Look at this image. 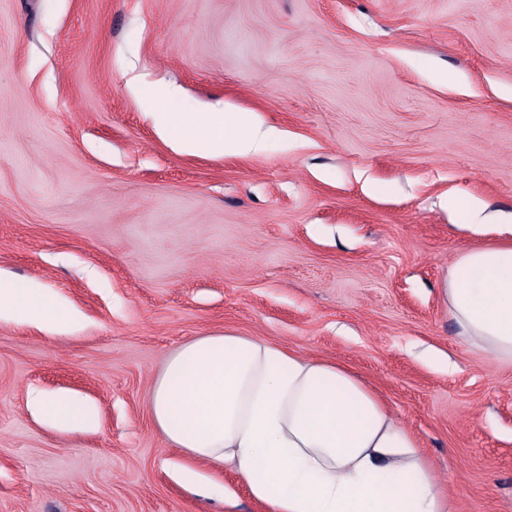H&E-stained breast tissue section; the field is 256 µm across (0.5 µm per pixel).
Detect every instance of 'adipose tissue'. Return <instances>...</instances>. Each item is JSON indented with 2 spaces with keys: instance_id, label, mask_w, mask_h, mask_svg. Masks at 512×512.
<instances>
[{
  "instance_id": "adipose-tissue-1",
  "label": "adipose tissue",
  "mask_w": 512,
  "mask_h": 512,
  "mask_svg": "<svg viewBox=\"0 0 512 512\" xmlns=\"http://www.w3.org/2000/svg\"><path fill=\"white\" fill-rule=\"evenodd\" d=\"M178 98V89H166L165 109L153 119L181 151H263L264 136L238 133L240 114L180 112ZM471 230L492 241L449 267L448 313L463 336L512 358V225ZM0 322L67 330L78 317L37 281L0 273ZM28 404L54 428L98 424L95 405L67 393L35 389ZM148 409L162 438L187 457L232 462L268 512H448L415 436L336 362L248 336H199L167 358Z\"/></svg>"
}]
</instances>
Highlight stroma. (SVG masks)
Returning a JSON list of instances; mask_svg holds the SVG:
<instances>
[{
	"label": "stroma",
	"instance_id": "obj_1",
	"mask_svg": "<svg viewBox=\"0 0 512 512\" xmlns=\"http://www.w3.org/2000/svg\"><path fill=\"white\" fill-rule=\"evenodd\" d=\"M136 79L276 135L184 153ZM492 216L512 220V0H0V273L83 320L0 323V512H267L148 410L166 358L219 332L346 366L453 512H512V361L443 295ZM33 388L98 427L46 426Z\"/></svg>",
	"mask_w": 512,
	"mask_h": 512
}]
</instances>
